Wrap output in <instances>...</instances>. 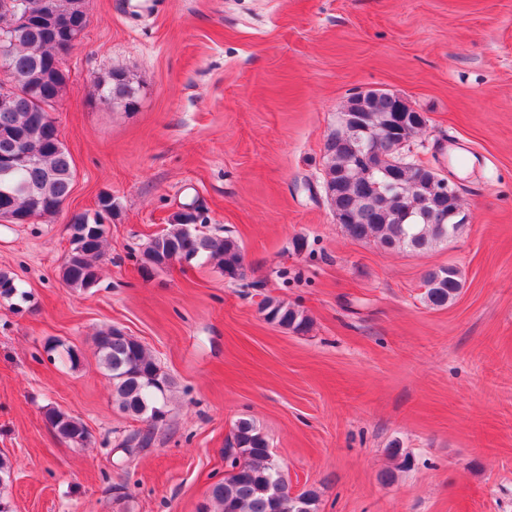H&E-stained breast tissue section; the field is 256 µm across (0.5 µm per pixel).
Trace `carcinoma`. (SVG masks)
Returning <instances> with one entry per match:
<instances>
[{
    "label": "carcinoma",
    "instance_id": "cac0c4a2",
    "mask_svg": "<svg viewBox=\"0 0 512 512\" xmlns=\"http://www.w3.org/2000/svg\"><path fill=\"white\" fill-rule=\"evenodd\" d=\"M77 0H55L56 22L53 29L34 22L25 38L14 49L10 72L17 78L8 111L0 110V133L21 134L33 162L13 174V181L34 188V195L16 193L0 196V209L11 215L26 213L38 217L55 215L70 194L74 178L73 160L65 144L41 130L45 117L43 106L58 102L66 89L63 71L52 70L58 58L70 50L69 36L86 27L87 20L79 12ZM101 96L111 104H129L136 89L122 70H114L108 79L98 83ZM386 104L378 111L367 112L359 122L339 121L343 130L332 132L324 146V188L331 208L341 214L343 231L357 241H373L386 250L426 253L457 237L466 224H450L448 209H427L416 197L421 169L406 157H393L397 165L393 175L399 179L401 192L387 188L377 194L373 182L389 183L385 173L369 175L354 160V147L359 140L368 142L382 154H389L385 128L390 113ZM428 118L422 112L410 113L404 145H409L427 128ZM116 203L112 195H101L100 209L72 216L69 222L73 258L65 259L62 280L66 287L86 291L97 285L100 264L107 246V233L101 220L112 217ZM204 217L180 211L172 216L170 227L148 239L136 260L140 269L151 264V270H164L188 255L195 259L206 256L230 280L245 276L244 254L237 240L229 234L209 235L196 225ZM425 300L432 307H445L460 294L462 273L452 264L426 272ZM15 296L26 300L15 280L0 273V298ZM261 311L266 321L283 329L302 333L309 330L310 319L288 303L269 297ZM99 362L112 380V388L121 411L147 424L144 430L128 434L119 444L124 457L116 465H125L135 453L154 444L156 430L166 424L167 393L174 380L165 373L150 350L137 339L112 329L95 336ZM46 420L54 432L78 446L89 441L83 422L62 410L51 408ZM233 443L224 477L210 489L209 499L200 512H318V496L305 490L292 497L285 493L288 482L272 459L266 436L248 419L238 420L231 433Z\"/></svg>",
    "mask_w": 512,
    "mask_h": 512
}]
</instances>
